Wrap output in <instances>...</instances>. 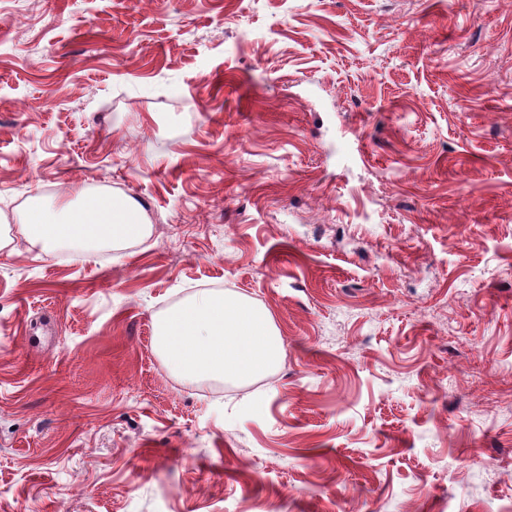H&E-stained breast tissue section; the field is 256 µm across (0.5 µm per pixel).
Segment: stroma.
Segmentation results:
<instances>
[{
	"instance_id": "stroma-1",
	"label": "stroma",
	"mask_w": 512,
	"mask_h": 512,
	"mask_svg": "<svg viewBox=\"0 0 512 512\" xmlns=\"http://www.w3.org/2000/svg\"><path fill=\"white\" fill-rule=\"evenodd\" d=\"M140 202L37 258L30 196ZM0 512H512V0H0ZM202 288L285 357L186 381ZM153 342L179 377L234 384L275 373L283 337L267 308L250 297L201 289L156 320Z\"/></svg>"
}]
</instances>
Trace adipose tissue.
<instances>
[{"instance_id":"ef3b65f1","label":"adipose tissue","mask_w":512,"mask_h":512,"mask_svg":"<svg viewBox=\"0 0 512 512\" xmlns=\"http://www.w3.org/2000/svg\"><path fill=\"white\" fill-rule=\"evenodd\" d=\"M21 229L38 256L53 258L73 245L127 250L149 235L150 223L131 199L99 196L50 205L34 196ZM153 342L171 370L190 381L247 384L275 373L284 356L283 337L267 308L216 289L198 290L163 312Z\"/></svg>"}]
</instances>
